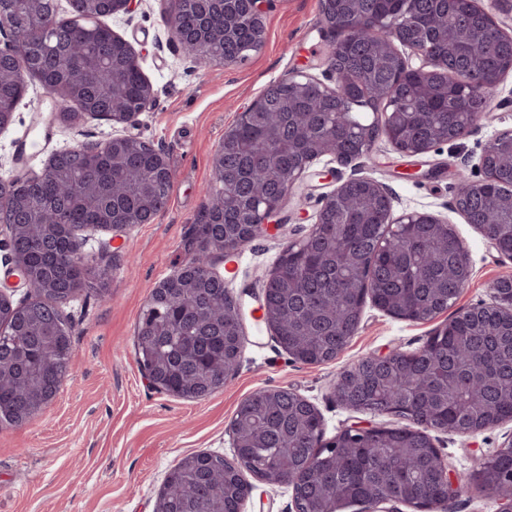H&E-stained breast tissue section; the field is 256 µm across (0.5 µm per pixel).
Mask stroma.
Here are the masks:
<instances>
[{"label": "stroma", "instance_id": "35a3bbf8", "mask_svg": "<svg viewBox=\"0 0 512 512\" xmlns=\"http://www.w3.org/2000/svg\"><path fill=\"white\" fill-rule=\"evenodd\" d=\"M171 0H138L132 13L103 22L134 49L155 91L135 126L85 117L79 124L45 125L53 105L37 79L11 125L0 131V180L21 168L41 171L50 156L78 142L95 143L123 132L160 149L174 174L166 209L154 223L124 237L104 229L85 231V264L108 268L107 297L77 292L61 303L71 327L73 354L55 400L18 426H0V512H153L165 477L186 455L206 451L231 457L229 424L251 394L288 388L320 412L326 436L366 421L398 427L399 417L362 414L336 402L332 387L361 358L392 349L422 347L446 320L411 322L365 303L355 335L336 360L307 365L291 360L261 319L257 293L283 248L315 224L323 194L352 172L391 192L394 214L426 212L453 224L469 255L472 275L456 309L489 301L490 284L512 276L502 256L454 208L457 170L481 178L480 157L500 131L512 129V73L491 93L492 110L476 130L436 151L408 158L379 138L359 168L333 157L316 160L307 176L314 190L302 209L286 206L273 235L256 237L232 254L213 253L211 269L244 307V342L237 371L222 389L186 400L148 385L134 343L152 289L190 256L213 182L212 158L237 114L274 81L300 71L326 79L329 44L320 34L319 0H265L262 47L237 64L201 63L184 54L167 19ZM453 473L470 476L477 460L512 445V421L473 436L435 435Z\"/></svg>", "mask_w": 512, "mask_h": 512}]
</instances>
